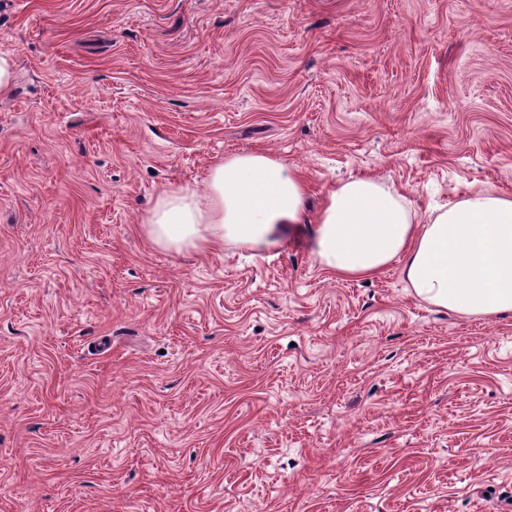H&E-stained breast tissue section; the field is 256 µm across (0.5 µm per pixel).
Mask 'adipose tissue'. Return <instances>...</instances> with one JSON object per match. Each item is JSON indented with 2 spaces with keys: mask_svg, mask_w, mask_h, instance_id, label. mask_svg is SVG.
Instances as JSON below:
<instances>
[{
  "mask_svg": "<svg viewBox=\"0 0 512 512\" xmlns=\"http://www.w3.org/2000/svg\"><path fill=\"white\" fill-rule=\"evenodd\" d=\"M308 186L263 152L235 153L209 170L204 189H163L142 223L156 248L200 253L231 245L261 257L307 223ZM307 245L320 267L370 277L400 262L419 301L462 317L512 314V196L471 191L417 214L370 175L334 185Z\"/></svg>",
  "mask_w": 512,
  "mask_h": 512,
  "instance_id": "adipose-tissue-1",
  "label": "adipose tissue"
}]
</instances>
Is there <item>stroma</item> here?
Wrapping results in <instances>:
<instances>
[{
	"label": "stroma",
	"instance_id": "stroma-1",
	"mask_svg": "<svg viewBox=\"0 0 512 512\" xmlns=\"http://www.w3.org/2000/svg\"><path fill=\"white\" fill-rule=\"evenodd\" d=\"M1 50L0 512H512V316L141 230L240 152L512 195V0H0ZM16 78L15 57L12 51H0V97L8 96Z\"/></svg>",
	"mask_w": 512,
	"mask_h": 512
}]
</instances>
